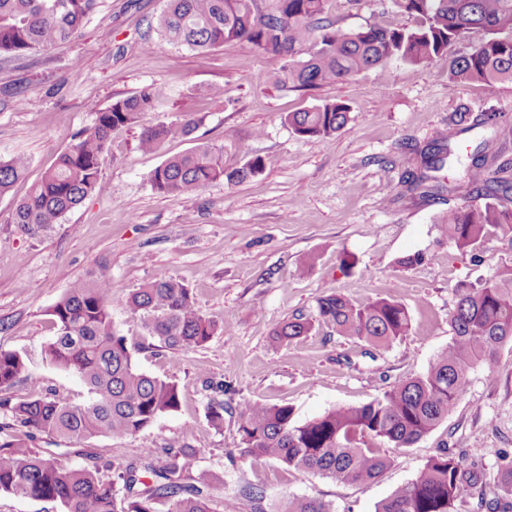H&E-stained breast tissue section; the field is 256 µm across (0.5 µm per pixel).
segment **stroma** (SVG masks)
Wrapping results in <instances>:
<instances>
[{
  "label": "stroma",
  "mask_w": 512,
  "mask_h": 512,
  "mask_svg": "<svg viewBox=\"0 0 512 512\" xmlns=\"http://www.w3.org/2000/svg\"><path fill=\"white\" fill-rule=\"evenodd\" d=\"M164 6L165 0H103L78 38L0 62V157L30 161L27 181L0 197V349L30 359L29 378L5 397L85 398L79 379L41 357L55 334L48 311L74 281L102 268L113 294L124 297L172 276L231 334L196 350L136 352L138 368L177 383L178 409L133 437L81 441V453L62 455L63 465L81 467L91 454L119 465L144 449L183 443L197 450L199 469L212 477L215 512H286L299 498L320 500L331 512H375L445 442L476 449L485 490L497 492L499 459L512 456L511 342L500 348L494 371L471 370L445 421L411 447L390 449L389 467L366 484L340 485L249 455L236 414L225 413L223 431L208 425L203 380L229 385L230 407L242 400L288 404L304 422L423 374L450 340L458 284L512 267V240L490 237L474 251L457 249L439 221L463 198L428 201L420 192L453 185L460 158L477 147L494 150L512 140V83H449L443 57L427 66L393 61L293 91L274 82L279 59L251 45L199 53L170 43L157 30ZM326 14L343 29L393 20L390 0H328ZM151 85L165 87V100L113 136L94 191L42 235L12 224L15 202L93 124L95 109ZM327 101L350 108L349 122L332 136L302 138L284 121ZM188 112L203 117L193 140L167 142L153 154L139 150L142 128ZM454 112L483 113L489 121L452 139L458 162L424 171L421 190L409 188L402 176L421 169L417 150L447 131ZM196 142L223 147L227 167L258 157L263 169L240 183H211L190 198L152 190L150 172ZM413 255L418 263L403 266ZM331 293L355 303L394 299L407 309L411 330L386 348L324 325L287 344L272 342L278 325L313 317L317 299ZM245 486L262 489L263 499L243 497Z\"/></svg>",
  "instance_id": "35a3bbf8"
}]
</instances>
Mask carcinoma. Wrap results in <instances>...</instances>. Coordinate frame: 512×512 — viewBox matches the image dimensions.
<instances>
[{
  "label": "carcinoma",
  "mask_w": 512,
  "mask_h": 512,
  "mask_svg": "<svg viewBox=\"0 0 512 512\" xmlns=\"http://www.w3.org/2000/svg\"><path fill=\"white\" fill-rule=\"evenodd\" d=\"M158 31L173 44L204 52L226 43H246L280 59L276 83L304 89L346 80L391 61L426 65L473 29L482 32L478 46L454 56L448 79L512 83V0H392L393 13L415 19V26L373 25L342 30L325 16L327 0H165ZM101 7V0H0V57L51 49L76 38ZM165 89L152 86L117 99L95 112L84 130L29 193L15 203L12 223L28 235H40L60 223L94 190L112 134L154 110ZM350 118L343 102H325L286 115L303 138L335 134ZM203 117L188 113L143 130L140 149L160 151L171 140L192 135ZM482 124L467 112L450 117L456 133ZM450 139L440 138L423 153L426 168H441L451 158ZM488 156L471 157L463 181L452 190L471 197L490 183ZM29 160L0 158V196L23 179ZM263 168L256 157L240 168L224 167V151L208 144L165 159L149 176L152 189L176 198L189 197L207 185L242 182ZM448 241L471 249L489 236L512 240V208L496 203L450 207L441 219ZM120 305L140 317L145 339L169 351L203 348L214 336L230 332L196 307L191 288L163 276L115 300L105 271L71 284L50 316L56 334L42 351L58 370L77 377L87 397L72 403L54 394L11 403L0 399V492L60 503L63 512H214L212 482L198 469L197 452L184 445L146 450L119 466L123 493L103 473L110 465L65 468L56 457L35 450L38 436L79 442L99 435L135 436L179 406L175 382L140 370L134 353L141 344L112 328V307ZM332 327L375 347L407 335L410 317L399 302L378 298L355 304L340 294L317 300L314 319L295 318L273 331V340L306 336L314 323ZM448 347L419 376L400 379L366 404L340 407L306 422L288 405L244 401L237 406L238 433L246 452L310 471L337 484L376 479L389 465L385 448H408L432 432L453 411L468 383L470 370H493L499 349L512 342V268L500 270L478 286L462 283L449 318ZM29 359L0 350V388L27 375ZM216 393L207 421L224 427V382H211ZM471 454L437 449L414 480L381 502L376 512H512V459L499 465L501 493L481 492L483 472ZM288 512H331L316 499L288 502Z\"/></svg>",
  "instance_id": "cac0c4a2"
}]
</instances>
